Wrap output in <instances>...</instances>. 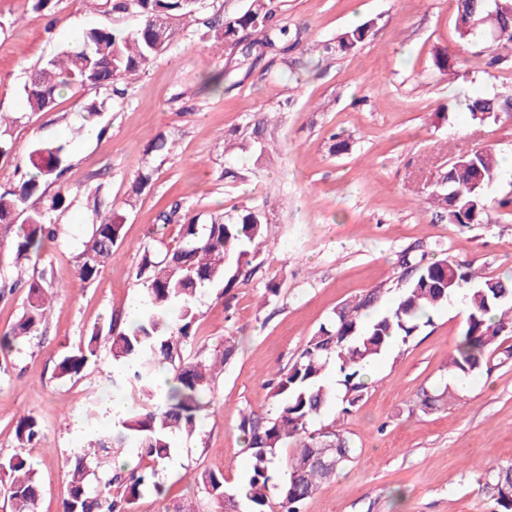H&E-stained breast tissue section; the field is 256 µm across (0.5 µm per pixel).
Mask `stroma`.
<instances>
[{
	"label": "stroma",
	"mask_w": 512,
	"mask_h": 512,
	"mask_svg": "<svg viewBox=\"0 0 512 512\" xmlns=\"http://www.w3.org/2000/svg\"><path fill=\"white\" fill-rule=\"evenodd\" d=\"M275 4L299 33L286 57L243 60L193 25L128 83L124 98L72 86L50 111L33 112L24 85L39 64L89 29L131 31L137 21L87 0H52L46 13L30 0H0V111L14 119L6 137L17 147L16 156L0 158V190L18 184L24 153L38 142L66 144L73 189L69 206L49 214L57 240L22 268L24 278L59 288L45 332L0 373V456L28 459L42 490L40 512H61L64 472L83 436L74 418L91 402L106 409L113 400L108 351L82 378H58L56 363L93 327L128 315L139 294L138 249L172 205L202 223L264 207L274 247L261 250L229 295L216 288L199 295L193 351L209 354L231 336L238 352L213 382L201 432L178 442L163 473L166 498L144 495L131 512L199 500L195 471L238 484L247 466L240 411L272 412L269 374L291 363L343 301L444 252L488 277L512 274V206L500 204L512 199V171L500 170L486 189L482 223H449L433 199L459 156L482 147L512 155V116L481 124L466 110L473 96L512 94V58L495 64L496 47L460 42L454 0ZM368 21L373 35L356 50L323 52V42ZM441 49L454 59L451 69L435 66ZM213 75L222 76L220 88L208 84ZM94 105L95 121L87 114ZM258 123L269 152H240L242 134ZM90 125L99 130L92 138ZM335 133L348 143L344 153L331 149ZM157 137L166 150H149ZM230 163L247 165L244 178H225ZM144 170L151 181L132 194ZM110 211L123 239L100 274L81 282L78 256L92 224ZM272 281L279 293L269 297ZM465 317L460 301H450L409 344L374 362L363 400L343 421L358 456L321 485L305 512H494L476 476L512 461V363L464 386L450 379ZM441 387L437 408L420 412L422 392ZM23 413L36 418L45 446L20 448L14 419Z\"/></svg>",
	"instance_id": "1"
}]
</instances>
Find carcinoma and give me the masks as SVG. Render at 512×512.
<instances>
[{
    "instance_id": "cac0c4a2",
    "label": "carcinoma",
    "mask_w": 512,
    "mask_h": 512,
    "mask_svg": "<svg viewBox=\"0 0 512 512\" xmlns=\"http://www.w3.org/2000/svg\"><path fill=\"white\" fill-rule=\"evenodd\" d=\"M118 16L137 18V28L91 29L78 43L47 59L24 86L33 112L54 107L60 92L72 85L117 87L145 70L183 34L185 22L207 29L216 40L241 48L245 57L288 51L290 28L279 19L274 0H249L232 16L204 11V0H104ZM486 9L485 0L457 4L456 29L461 39L475 38L473 13ZM372 36L368 23L356 25L327 44L328 52L347 54ZM503 48L512 45V13L504 14L489 34ZM512 108L511 99L477 97L467 103L472 120L484 123ZM67 145L40 143L26 156L31 172L16 187L0 191V226L22 221L0 252V263L16 266L38 256L57 238L58 225L47 221L29 200L42 196V185L58 184L49 210L62 208L69 194L63 181ZM498 177L493 150H472L448 165L446 186L435 195L447 210L450 224H479L485 211V190ZM164 225L176 224L177 234L158 237L139 248L135 279L140 286L139 311L120 327L121 316L108 329L95 327L72 354L61 357L56 372L63 379L83 377L97 366L100 350L108 349L111 364L125 368L112 378V388L129 393L122 414L103 422L96 411L87 413L89 430L74 451L75 463L66 473L61 512H130L145 493L166 497L162 472L176 449V438L195 434L211 405L212 366L202 355L187 354L197 322L196 298L208 288L226 296L239 284L242 270L251 265L265 243L268 216L264 209L243 207L213 217L206 224L181 213L174 205L162 214ZM123 225L107 214L92 225L91 236L79 256L78 276L94 279L122 241ZM52 285L42 279L27 282V307L18 321L0 335V352L11 353L22 342L43 334ZM385 289L342 303L326 323L310 336L288 367L267 381L274 413L260 416L240 412L238 429L250 468L237 487L225 484L224 474L201 471L194 480L203 489L204 503L217 512H302L320 485L330 481L357 458L341 417L350 414L368 388L366 365L394 345L408 344L421 326L452 299L461 301L466 320L449 372L465 380L491 373L512 359V280L485 277L471 265L446 255L423 264L397 295L393 306L374 315ZM338 376L332 384L328 370ZM338 415L322 420L331 406ZM22 446L45 444L37 420L29 415L15 422ZM326 442L336 459L329 469L319 459ZM491 492L497 512H512V463L476 478ZM0 487L12 512H37L40 486L28 460L20 454L0 458Z\"/></svg>"
}]
</instances>
